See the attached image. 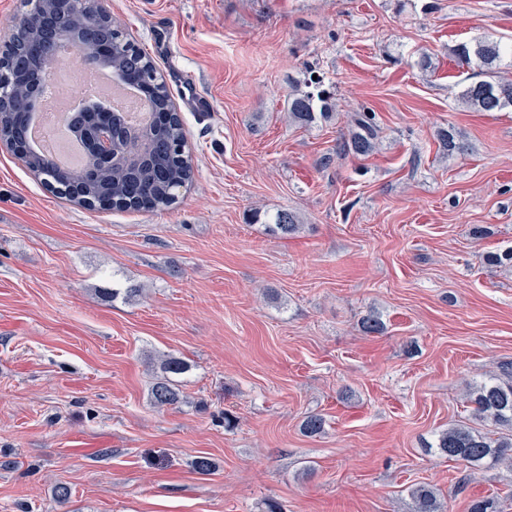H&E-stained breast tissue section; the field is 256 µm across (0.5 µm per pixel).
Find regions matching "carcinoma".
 I'll list each match as a JSON object with an SVG mask.
<instances>
[{"label":"carcinoma","instance_id":"cac0c4a2","mask_svg":"<svg viewBox=\"0 0 512 512\" xmlns=\"http://www.w3.org/2000/svg\"><path fill=\"white\" fill-rule=\"evenodd\" d=\"M101 17L106 22L105 35L112 40V73L127 76V84L135 87L152 105L151 120L133 130L123 112L112 113V123L125 130L112 140L115 162L100 168L93 179L87 170L95 167L88 161L79 171L62 170L39 152L17 154L23 165L42 180L51 193L89 209L101 208L109 201V210L155 212L176 202V192L189 184L194 176L192 157L187 150V138L181 116L176 112L169 87L151 57L128 37L125 27L108 11ZM0 49V71L9 76V85L0 97L18 107L32 91V78L42 70L41 57L27 51L16 28H11ZM459 66L469 72L460 98L482 111L493 112L512 107V80H500L497 65L512 60V41L480 38L472 44H460L454 49ZM309 71L305 89L288 95L287 111L292 122L309 128L329 118V95L321 89L322 78H313ZM352 132L343 141V151L357 156H369L376 150L378 125L372 112H358L352 119ZM14 113L0 114V142L13 147ZM442 153L452 157L465 150V145L452 127L437 132ZM271 232L288 236L299 230L300 217L294 211L282 209L265 218ZM362 331L378 335L385 331L380 315L370 312L361 320ZM189 370L188 364L168 356L160 365V375L153 382L150 395L157 407L180 402L176 377ZM465 401L472 405L471 416L488 423L493 430L482 433L460 420L442 431L435 448L448 458L465 464L471 472L499 467L512 468V366L471 387ZM325 420L311 414L304 418L300 430L307 436L323 432ZM415 512H443L435 491L425 485L410 490Z\"/></svg>","mask_w":512,"mask_h":512}]
</instances>
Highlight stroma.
I'll use <instances>...</instances> for the list:
<instances>
[{
	"instance_id": "stroma-1",
	"label": "stroma",
	"mask_w": 512,
	"mask_h": 512,
	"mask_svg": "<svg viewBox=\"0 0 512 512\" xmlns=\"http://www.w3.org/2000/svg\"><path fill=\"white\" fill-rule=\"evenodd\" d=\"M105 6L164 74L194 181L155 214L88 210L0 147V512H413L418 484L446 512H512V470L433 447L512 363V270L486 261L512 246V108L462 104L452 55L512 40V0ZM309 66L338 117L301 128L287 100ZM365 108L377 151H340ZM448 125L466 145L450 158ZM285 208L299 233L252 219ZM371 310L383 334L361 331ZM168 355L189 370L158 408ZM188 370V364L181 358L167 356L161 362V373L156 376L150 389L151 400L155 406H173L180 402V391L174 378Z\"/></svg>"
}]
</instances>
